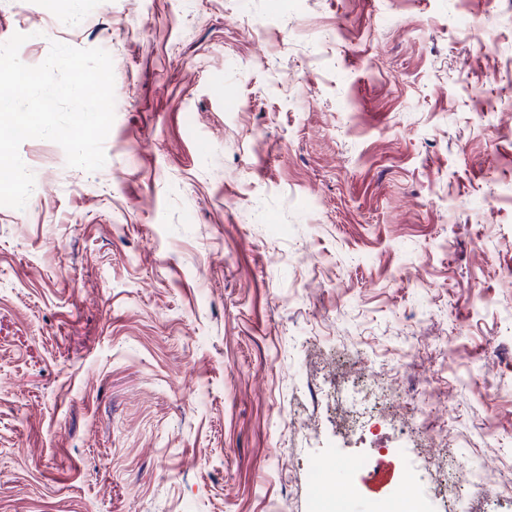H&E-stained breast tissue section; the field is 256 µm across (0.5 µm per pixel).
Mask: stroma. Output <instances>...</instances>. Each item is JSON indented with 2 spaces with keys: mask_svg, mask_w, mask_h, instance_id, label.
I'll return each instance as SVG.
<instances>
[{
  "mask_svg": "<svg viewBox=\"0 0 512 512\" xmlns=\"http://www.w3.org/2000/svg\"><path fill=\"white\" fill-rule=\"evenodd\" d=\"M16 33L109 52L115 119L95 172L24 141L0 206V512H310L316 468L370 512L328 365L512 470V0H0ZM366 417L430 512H512ZM377 382H380V387ZM364 398L363 404L374 395L375 391H381L388 397L391 406H400L403 389L400 384L384 369L376 371L370 381H367L365 389L354 390Z\"/></svg>",
  "mask_w": 512,
  "mask_h": 512,
  "instance_id": "1",
  "label": "stroma"
}]
</instances>
